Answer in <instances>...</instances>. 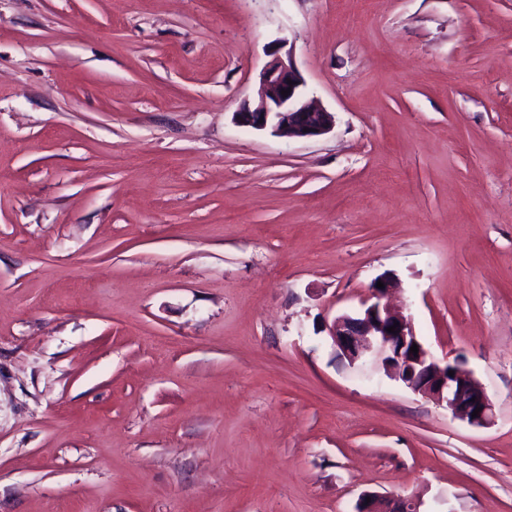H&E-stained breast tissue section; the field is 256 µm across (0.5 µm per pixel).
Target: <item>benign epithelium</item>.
<instances>
[{
	"instance_id": "benign-epithelium-1",
	"label": "benign epithelium",
	"mask_w": 512,
	"mask_h": 512,
	"mask_svg": "<svg viewBox=\"0 0 512 512\" xmlns=\"http://www.w3.org/2000/svg\"><path fill=\"white\" fill-rule=\"evenodd\" d=\"M263 68L257 89L258 104H245L236 113L239 125L254 130H271L273 134L305 139L329 133L335 125L332 112L316 107L305 93V80L290 55L272 53ZM291 89L284 96L281 91ZM384 287L372 285L373 302H362L355 314L336 318L331 336L340 354L350 362L364 356L377 358L384 370L402 381L413 392L438 404H446L451 414L469 424L484 427L494 420V404L471 372L459 362L442 363L423 346L410 322L391 312L383 303L395 282L378 277ZM395 327V332L387 331ZM417 345L418 353L410 352ZM454 375H449V372ZM478 416H472L476 408ZM357 512H416L410 500L384 498L377 494L361 499Z\"/></svg>"
}]
</instances>
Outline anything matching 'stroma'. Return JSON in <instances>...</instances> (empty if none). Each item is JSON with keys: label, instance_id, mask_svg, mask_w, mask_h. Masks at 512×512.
<instances>
[{"label": "stroma", "instance_id": "obj_1", "mask_svg": "<svg viewBox=\"0 0 512 512\" xmlns=\"http://www.w3.org/2000/svg\"><path fill=\"white\" fill-rule=\"evenodd\" d=\"M284 41L336 121L235 124ZM491 425L339 356L374 280ZM512 512V0H0V512ZM370 502L366 503V498ZM356 512H417L410 500L402 497L383 498L377 494L364 495Z\"/></svg>", "mask_w": 512, "mask_h": 512}]
</instances>
